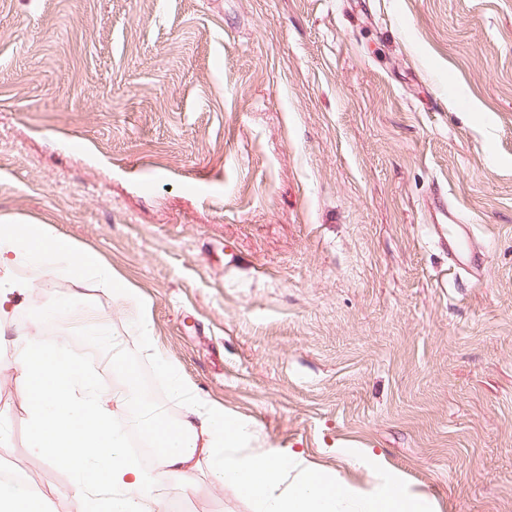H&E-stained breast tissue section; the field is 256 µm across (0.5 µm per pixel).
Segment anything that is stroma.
<instances>
[{"instance_id":"obj_1","label":"stroma","mask_w":512,"mask_h":512,"mask_svg":"<svg viewBox=\"0 0 512 512\" xmlns=\"http://www.w3.org/2000/svg\"><path fill=\"white\" fill-rule=\"evenodd\" d=\"M473 229L449 267L423 198ZM0 216L97 252L161 356L256 448L433 512H512V0H0ZM0 335V477L74 512L30 447L13 340L120 383L56 299L107 315L171 419L128 311L31 277ZM170 512H251L207 468Z\"/></svg>"}]
</instances>
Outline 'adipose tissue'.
<instances>
[{"label":"adipose tissue","mask_w":512,"mask_h":512,"mask_svg":"<svg viewBox=\"0 0 512 512\" xmlns=\"http://www.w3.org/2000/svg\"><path fill=\"white\" fill-rule=\"evenodd\" d=\"M22 267L79 283L94 281L112 300L131 306L140 344L153 349L149 311L136 289L117 278L97 253L77 250L52 225L0 218V316L20 306L30 288L17 274ZM60 315L83 321L84 336L113 351L114 369L123 370L117 355L122 340L110 323L67 299L57 300L43 318L50 321ZM14 348L19 381L34 395L28 409L31 446L74 474L75 512H168L166 481L176 480L183 491H190V476L202 462L216 481L246 499L252 512H338L339 501L350 493L335 474L314 469L304 459L268 449L245 452L250 441L246 424L222 406L198 400L165 359H158L157 371L170 399L186 408L176 421L143 396L133 373L126 372L119 387L105 388L77 367L66 349L42 354L22 333ZM135 434L155 450L152 469H143L126 452ZM359 507L360 512H427L395 477L363 495Z\"/></svg>","instance_id":"ef3b65f1"}]
</instances>
